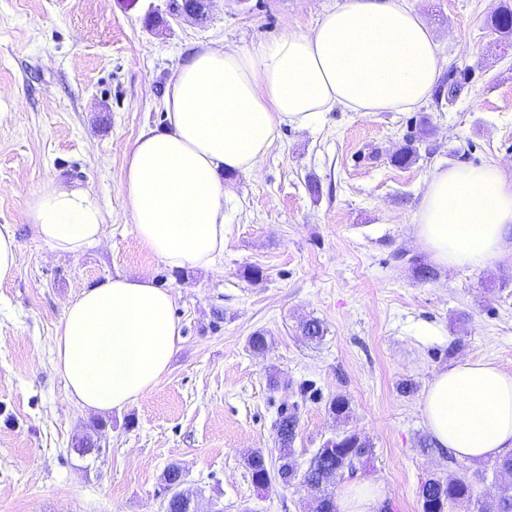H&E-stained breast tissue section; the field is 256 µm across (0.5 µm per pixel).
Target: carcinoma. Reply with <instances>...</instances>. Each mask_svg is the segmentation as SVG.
Segmentation results:
<instances>
[{"instance_id":"carcinoma-1","label":"carcinoma","mask_w":512,"mask_h":512,"mask_svg":"<svg viewBox=\"0 0 512 512\" xmlns=\"http://www.w3.org/2000/svg\"><path fill=\"white\" fill-rule=\"evenodd\" d=\"M492 28L505 39L512 37V7L503 4L491 19ZM417 150L407 144L391 157L392 163L406 167L416 161ZM299 428V416L294 410H282L274 422L275 440L279 451L277 473L274 475L285 484L299 482L310 492L307 512H337L336 499L329 491V476L336 473L348 474L357 465L364 464L372 455L368 441L354 433L345 432L326 442L323 448L309 460L303 471L295 467L294 442ZM448 463L455 468V474L442 479L431 477L419 486L418 499L421 512H450V508L463 504L471 512H512V484L501 488L498 497L481 499L475 496L476 485L485 480L484 473L470 472L455 457H448ZM246 466L252 483L269 488L272 477L265 455L252 452L246 458Z\"/></svg>"}]
</instances>
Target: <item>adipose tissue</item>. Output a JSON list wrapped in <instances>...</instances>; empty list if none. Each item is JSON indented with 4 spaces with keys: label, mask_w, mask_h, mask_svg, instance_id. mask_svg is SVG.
Returning <instances> with one entry per match:
<instances>
[{
    "label": "adipose tissue",
    "mask_w": 512,
    "mask_h": 512,
    "mask_svg": "<svg viewBox=\"0 0 512 512\" xmlns=\"http://www.w3.org/2000/svg\"><path fill=\"white\" fill-rule=\"evenodd\" d=\"M444 66L410 0H343L307 32L271 46L192 44L163 100L166 124L142 131L127 155L125 207L140 243L166 266L211 269L224 253L221 174L258 170L282 127L327 112H407ZM40 240L77 255L99 245L103 211L90 189L49 181L26 201ZM422 247L443 266L512 263V170L497 164L434 170L414 215ZM181 327L174 297L145 276L105 277L70 302L53 340L69 401L122 409L169 371ZM436 447L461 460L512 451V372L474 359L438 372L420 401ZM382 484L355 482L340 512H378Z\"/></svg>",
    "instance_id": "adipose-tissue-1"
}]
</instances>
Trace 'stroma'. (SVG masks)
I'll list each match as a JSON object with an SVG mask.
<instances>
[{
  "label": "stroma",
  "mask_w": 512,
  "mask_h": 512,
  "mask_svg": "<svg viewBox=\"0 0 512 512\" xmlns=\"http://www.w3.org/2000/svg\"><path fill=\"white\" fill-rule=\"evenodd\" d=\"M339 2L212 0L195 20L172 18L164 0H0V229L20 245L0 282V512H165L173 464L201 512H304L307 488L257 490L245 466L255 450L276 465L273 423L292 405L297 466L356 433L373 447L358 477L382 483L393 512H421V482L447 476L446 458L419 449L422 393L455 360L512 371V265H439L420 280L414 265L431 258L413 217L436 168L512 169V39L488 25L501 0H410L458 95L282 129L257 174L225 178L224 256L211 270L167 267L125 210L126 155L161 127L167 80L192 43L268 46ZM408 142L418 158L401 168L391 156ZM51 179L92 187L100 245L61 253L27 224V198ZM253 267L263 280H249ZM118 273L171 291L182 340L150 393L87 415L68 401L50 345L66 305ZM309 319L320 341L302 336ZM259 331L262 355L248 346ZM405 379L417 385L408 396ZM308 381L318 396L304 400ZM338 395L344 420L328 410ZM86 436L100 454L71 451Z\"/></svg>",
  "instance_id": "35a3bbf8"
}]
</instances>
